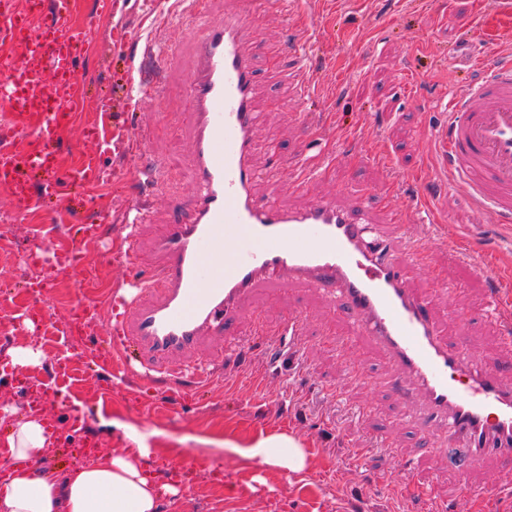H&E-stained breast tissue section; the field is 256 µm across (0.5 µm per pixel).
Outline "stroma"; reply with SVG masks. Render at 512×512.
I'll return each mask as SVG.
<instances>
[{"mask_svg": "<svg viewBox=\"0 0 512 512\" xmlns=\"http://www.w3.org/2000/svg\"><path fill=\"white\" fill-rule=\"evenodd\" d=\"M94 2L76 0L75 12L77 21L95 22V50L80 58L89 94L111 97L113 111L128 113L131 124L145 125L152 153L171 168L174 194L189 197L193 187L180 175L190 152L189 109L177 71L167 75L162 104L131 110L123 97L127 53L108 49L113 30L131 39L166 38L165 15L147 12L145 0H116L112 14L98 17ZM255 23L253 38L260 44L304 37L309 81L317 94L310 103L298 98L291 56H283L275 73L257 58L253 102L265 120L254 137L253 162L270 169V143L278 145L286 162L256 184V194H276L296 209L317 200L347 208L362 194L399 180L409 236L431 254L429 267L411 269L410 287L428 296L446 335L464 337L472 364L501 369L504 382L512 385V346L503 344L499 323L480 317L491 283L503 289L511 284L512 223L491 224L476 213L465 189L449 180L433 145L448 120L445 104L456 84L479 75L462 57L461 42L486 53L512 48V0H298L293 15L285 18L271 9ZM324 112L335 113L337 122L356 134L328 176L296 188L289 160L310 128L319 134L312 144L314 158L336 150L335 136L321 126ZM416 197L421 200L417 206L412 203ZM117 233V225L109 224L101 248L86 256L99 277L94 295H102L124 274L112 261ZM452 241L477 253L483 273L455 259L447 249ZM436 274L441 277L437 283L432 280ZM0 284L12 287L14 294L11 305L0 309V326L10 330L9 336L0 335V368L10 365L4 352L10 340L39 346L48 360L64 357L73 366L67 378L49 384V412L58 420L49 469L63 472L79 462L80 449L90 438L103 450L123 447L130 429L151 450L147 470L164 474L186 468L177 512H431L435 504L445 512H512V497L504 494L495 501L453 495L457 476L448 468L447 428L433 430L432 451L425 455L414 446L396 454L379 447V437L410 432L415 414L387 387L390 362L305 283L262 285L243 302L245 314L260 313L270 325L291 311L306 312L299 368L273 376L259 347L246 358L228 360L222 382L178 408L159 383H108L80 344L61 335L68 304L82 286L81 273L64 277L62 288L42 295L40 306L50 316L45 337L21 322L26 295L16 277L1 278ZM325 329L348 337V345L338 350L319 342ZM349 363L365 374V381L344 379ZM328 383L343 386L346 403L324 393ZM357 405L374 407L367 423L354 418ZM78 414L86 420L79 433L72 427ZM280 432L306 449L303 471L286 473L223 445L227 439L243 444Z\"/></svg>", "mask_w": 512, "mask_h": 512, "instance_id": "35a3bbf8", "label": "stroma"}]
</instances>
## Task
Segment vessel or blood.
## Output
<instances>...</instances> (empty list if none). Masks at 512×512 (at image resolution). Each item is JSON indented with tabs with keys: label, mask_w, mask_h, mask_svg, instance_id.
Here are the masks:
<instances>
[{
	"label": "vessel or blood",
	"mask_w": 512,
	"mask_h": 512,
	"mask_svg": "<svg viewBox=\"0 0 512 512\" xmlns=\"http://www.w3.org/2000/svg\"><path fill=\"white\" fill-rule=\"evenodd\" d=\"M183 10L169 28L194 26L193 65L184 75L192 110L187 179L194 188L188 216L160 226L151 250L140 243L142 225L153 219V200L172 179L168 165L152 155L144 133L120 121L110 100H100L101 116L82 129L97 145L80 162L62 165L61 144L82 112L85 97L76 56L92 37V26L72 19L74 0H0V111L11 117V135L0 140V190L12 213L24 218L43 197L67 188L94 190L119 179L104 167L99 152L128 158L148 190L129 200L119 227L114 262L126 274L113 283L108 318L90 297L73 304L62 331L89 336L90 359L116 379L163 377L171 391L185 389L186 377L205 384L223 365L219 356L191 363L184 353L203 337L226 335L240 321L251 327L248 342L297 344L306 315L288 313L275 328L260 315L245 316L240 303L261 284L307 283L325 295L389 359L391 390L402 400L419 396L426 415L414 436L423 444L432 429L448 427L457 490L472 493L465 479L470 465L493 455L512 471V386L499 370L466 361L462 337L442 335L428 301L409 286L410 264L429 254L411 242L407 261L395 254V236L406 233L400 210H392L391 231L370 233L365 206L342 208L316 201L284 208L275 198L255 195L251 164L255 132L263 116L252 102L253 57L280 61L279 46H254L248 4L214 21L209 0H180ZM180 42L146 43L138 76L126 84L129 104L160 100L168 70L179 59ZM480 79L447 105L448 123L435 146L454 182L464 184L478 210L494 223H512V54L481 61ZM294 161V182L303 186L334 167ZM101 241L93 224L78 226L61 247H46L33 232L31 258H46L39 279L26 280L30 292L46 293Z\"/></svg>",
	"instance_id": "1"
}]
</instances>
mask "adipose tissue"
<instances>
[{
  "instance_id": "obj_1",
  "label": "adipose tissue",
  "mask_w": 512,
  "mask_h": 512,
  "mask_svg": "<svg viewBox=\"0 0 512 512\" xmlns=\"http://www.w3.org/2000/svg\"><path fill=\"white\" fill-rule=\"evenodd\" d=\"M2 426L8 434L0 453L11 469L0 482V512H162L165 500L177 494L145 470L151 450L138 438L60 475L46 466L54 438L39 413L0 405ZM238 452L291 473L307 465L305 448L285 433L258 437Z\"/></svg>"
}]
</instances>
